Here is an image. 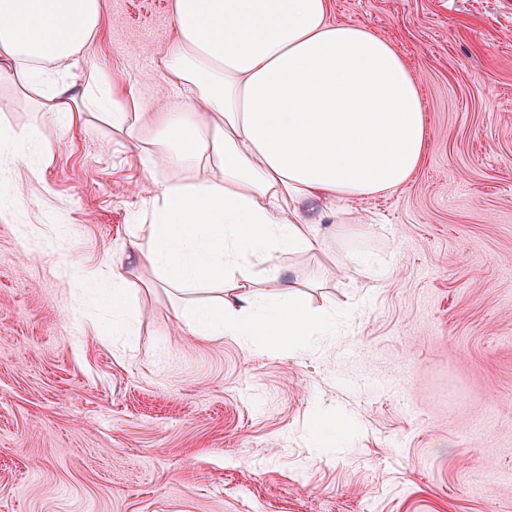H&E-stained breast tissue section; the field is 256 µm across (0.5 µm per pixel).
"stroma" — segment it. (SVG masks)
<instances>
[{
	"label": "stroma",
	"mask_w": 512,
	"mask_h": 512,
	"mask_svg": "<svg viewBox=\"0 0 512 512\" xmlns=\"http://www.w3.org/2000/svg\"><path fill=\"white\" fill-rule=\"evenodd\" d=\"M104 2L58 84L117 75L181 108L155 67L171 0ZM332 16L407 58L430 139L407 184L356 202L362 231L323 224V253L272 254L267 292L336 310L301 347L189 335L185 295L134 264V335H94L146 189L199 170L145 168L152 133L96 113L66 130L0 77V128L49 159L0 156V512H512V0H332ZM318 414L350 436L313 447Z\"/></svg>",
	"instance_id": "obj_1"
}]
</instances>
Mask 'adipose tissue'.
<instances>
[{"label":"adipose tissue","mask_w":512,"mask_h":512,"mask_svg":"<svg viewBox=\"0 0 512 512\" xmlns=\"http://www.w3.org/2000/svg\"><path fill=\"white\" fill-rule=\"evenodd\" d=\"M102 0H0V74L69 129L110 110L131 140L154 132L148 162L203 176L151 188L136 261L178 290L224 287L187 307L193 336L305 345L330 333L328 310L292 292L263 295L251 268L270 253L317 252L318 224L359 225L356 201L406 184L429 136L414 76L387 39L331 17V0H172L174 30L156 61L186 98L147 110L140 89L89 73L80 98L54 85L98 34Z\"/></svg>","instance_id":"obj_1"}]
</instances>
